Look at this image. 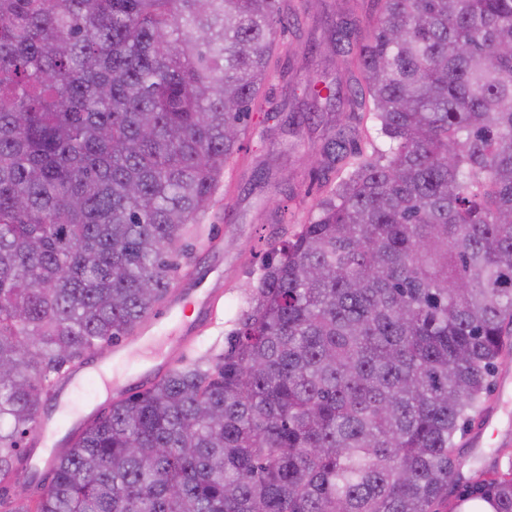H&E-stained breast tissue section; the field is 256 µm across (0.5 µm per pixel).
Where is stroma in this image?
<instances>
[{"mask_svg":"<svg viewBox=\"0 0 512 512\" xmlns=\"http://www.w3.org/2000/svg\"><path fill=\"white\" fill-rule=\"evenodd\" d=\"M344 11L345 0H317L309 14L284 28L283 40L297 52L280 59L276 75L265 85L266 111L252 113V134L243 140L236 163L226 167L214 205L184 241L186 250L178 258L172 288L195 294L221 284L223 304L215 323L200 329L193 346L186 349L176 340L178 321L165 318V306H158L154 311L159 320L158 343L130 348L123 373H139L146 360L163 361L172 368L212 360L224 352L228 334L247 308L270 244L288 238L311 217L310 207L323 195L325 186L321 169L309 165L305 156L321 154L335 128L350 125L344 110L350 84L340 57L328 43ZM315 80L335 87L330 102L306 96V85ZM296 140L305 142V153L290 150V143ZM278 190L288 194L287 209H280L275 200ZM101 363V357H91L76 377L61 381V392L69 397L67 405L53 399L44 409L45 414L58 417L60 425L47 435L34 432L26 437L31 463L42 464L75 421L113 400V393L104 389L105 375L98 371ZM495 381L502 395L489 433L477 443L468 435L462 439L463 457L475 467L486 468L496 462L504 466L512 460L511 359L501 360Z\"/></svg>","mask_w":512,"mask_h":512,"instance_id":"stroma-1","label":"stroma"}]
</instances>
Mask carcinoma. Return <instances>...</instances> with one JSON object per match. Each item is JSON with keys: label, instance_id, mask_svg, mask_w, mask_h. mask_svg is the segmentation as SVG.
Segmentation results:
<instances>
[{"label": "carcinoma", "instance_id": "1", "mask_svg": "<svg viewBox=\"0 0 512 512\" xmlns=\"http://www.w3.org/2000/svg\"><path fill=\"white\" fill-rule=\"evenodd\" d=\"M336 53L388 149L262 259L214 364L112 400L35 485L60 377L136 335L309 0H0V512H512L463 476L512 358V0H375Z\"/></svg>", "mask_w": 512, "mask_h": 512}]
</instances>
